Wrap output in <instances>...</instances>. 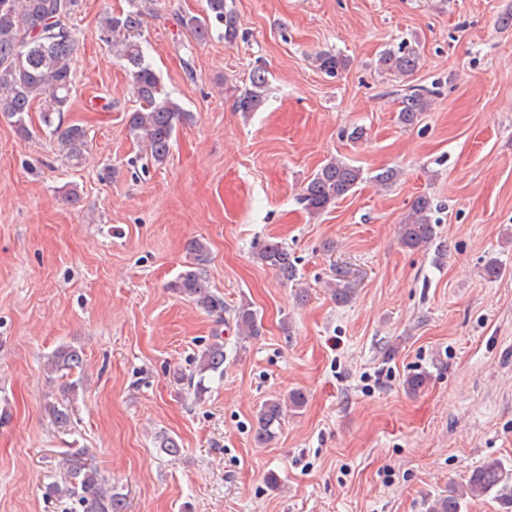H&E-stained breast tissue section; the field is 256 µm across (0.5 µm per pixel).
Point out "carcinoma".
<instances>
[{"mask_svg":"<svg viewBox=\"0 0 512 512\" xmlns=\"http://www.w3.org/2000/svg\"><path fill=\"white\" fill-rule=\"evenodd\" d=\"M156 0H128L129 9L106 14L99 23L97 36L113 56L127 62V73L141 107L130 113L129 131L142 143L145 154L156 164L163 163L170 152L173 133L189 119V113L172 99L152 65L146 61L143 48L136 40L145 17L154 11ZM80 0H0V116L20 130H25V116L36 101L43 103L42 120L62 155L79 163L87 148L86 129L78 124H64L61 113L69 105L74 86V61L80 51V40L74 24ZM181 25L195 40L206 42L218 35L231 42L238 36L239 20L228 8L226 0H206L203 15L185 14ZM319 71L335 76L346 68L347 59L339 53H321L315 58ZM384 73L405 77L420 67V55L401 45L384 51L377 62ZM268 80L257 70L250 76V87L236 101L240 112H254L263 103ZM430 105V91L417 88L401 100L399 122L415 124ZM363 181L360 168L342 160L331 159L321 166L302 190L300 202L311 215H320L336 205ZM401 244L411 251L429 249L438 239L434 206L425 195L417 197L408 215L399 224ZM191 261L179 273L170 289L196 308L221 320L224 298L211 288L204 273L209 248L202 239L187 244ZM262 265L284 278L293 274L294 261L288 247L279 242L265 244L257 253ZM239 336L248 339L259 333L257 312L244 301L235 309ZM81 352L60 346L49 359L55 372H72L81 367ZM224 376V342L207 344L195 357L191 374L180 375L193 394L200 399L208 392L205 380ZM284 420L283 405L278 399L264 402L257 412L255 436L260 442L276 437ZM507 497L512 505V472L501 462L488 460L472 470L465 486L438 495L431 500L428 512H462L466 497L490 494ZM49 499H68L79 504L83 512H126L122 495L112 492L96 467L86 462L80 450L69 454L61 480L45 487Z\"/></svg>","mask_w":512,"mask_h":512,"instance_id":"carcinoma-1","label":"carcinoma"}]
</instances>
